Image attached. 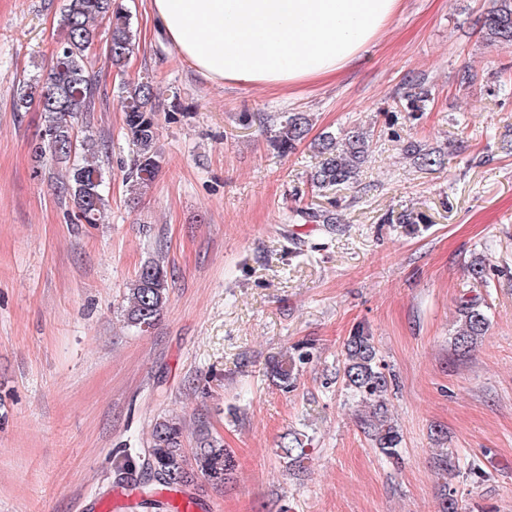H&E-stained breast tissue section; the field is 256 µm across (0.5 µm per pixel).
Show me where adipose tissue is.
<instances>
[{"instance_id":"obj_1","label":"adipose tissue","mask_w":512,"mask_h":512,"mask_svg":"<svg viewBox=\"0 0 512 512\" xmlns=\"http://www.w3.org/2000/svg\"><path fill=\"white\" fill-rule=\"evenodd\" d=\"M402 0H150L153 24L205 78L291 87L367 57Z\"/></svg>"}]
</instances>
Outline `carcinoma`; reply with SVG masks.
<instances>
[{
	"mask_svg": "<svg viewBox=\"0 0 512 512\" xmlns=\"http://www.w3.org/2000/svg\"><path fill=\"white\" fill-rule=\"evenodd\" d=\"M109 24L106 50L112 67L123 69L136 49L137 30L124 7L123 0H68L60 28L61 35L53 52L52 64L45 78H33L20 84L14 96L18 111L33 106L44 114V129L33 153L36 162L68 165V180L60 186L69 196L76 219L96 224L105 206L102 187L104 172L99 164L102 145L86 136L79 146L71 143V135L84 113L94 106L97 87L86 71L85 59L98 41V29ZM483 37L495 47L512 48V0H491L482 25ZM121 107L125 115L126 139L133 153V164L127 173L128 191L138 195L148 187L161 168V156L155 149L159 119L155 108V92L148 80L126 81L121 87ZM273 147L283 155L291 153L310 131V119L302 112H283L276 118ZM320 156L311 175L317 188L330 189L353 180L370 151L369 136L350 131L342 138L324 133L316 144ZM296 215L313 223L336 224L337 217L327 209L307 208ZM168 275L164 265L151 261L141 267L127 293L126 318L141 331L151 328L168 303ZM460 326L452 341L454 349L468 353L490 329L485 310L472 300L460 309ZM342 383L357 396L367 412L362 417L364 432L375 448L388 458L399 454L402 436L388 419L387 395L392 378L378 357L373 337L362 329L354 331L343 344ZM310 359L309 351L283 354L270 363L272 381L284 390L294 387L298 365ZM183 426L173 418L156 420L146 465L140 456L126 454L118 472L135 477V482H156L179 489L190 478L189 460L210 484L219 486L231 478L235 470L233 452L207 431L197 433L193 458L183 448ZM308 442L298 433H290L279 448L288 459V467L301 469L307 459Z\"/></svg>",
	"mask_w": 512,
	"mask_h": 512,
	"instance_id": "1",
	"label": "carcinoma"
}]
</instances>
